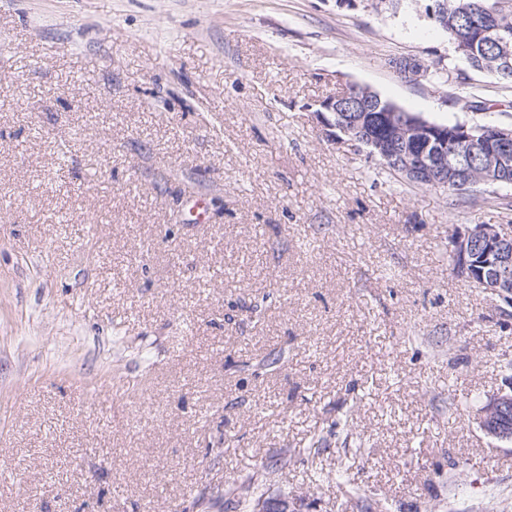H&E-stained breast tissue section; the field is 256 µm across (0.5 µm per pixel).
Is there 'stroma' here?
<instances>
[{"mask_svg": "<svg viewBox=\"0 0 512 512\" xmlns=\"http://www.w3.org/2000/svg\"><path fill=\"white\" fill-rule=\"evenodd\" d=\"M432 6L0 0V512H201L250 478L311 512H512L476 420L512 306L452 260L512 187L398 184L318 114L358 84L512 125Z\"/></svg>", "mask_w": 512, "mask_h": 512, "instance_id": "1", "label": "stroma"}]
</instances>
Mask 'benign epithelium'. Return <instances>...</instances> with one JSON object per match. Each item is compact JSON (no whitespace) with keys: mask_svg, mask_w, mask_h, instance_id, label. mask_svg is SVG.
Instances as JSON below:
<instances>
[{"mask_svg":"<svg viewBox=\"0 0 512 512\" xmlns=\"http://www.w3.org/2000/svg\"><path fill=\"white\" fill-rule=\"evenodd\" d=\"M490 30L475 22L471 26L469 42L454 43L457 53H470L472 47L485 41ZM345 103L334 99L321 103L318 114L330 112L334 119L326 125L345 134L347 125L343 113ZM384 124L392 131L388 140L373 143L375 157L388 158L397 152L398 166L407 181L438 187L453 180L465 178L466 172L456 167L470 152V146L480 148L484 169L477 179L465 178V185L480 186L500 181V175L512 167V126H484L469 128L462 124L453 130L436 127L423 121L404 123L398 109H384ZM458 148L448 153V138ZM454 269L474 288L497 295L512 305V225L479 224L454 242ZM479 427L489 436L512 440V392L490 400L478 418ZM307 498L303 494L287 497H263L252 502V512H306Z\"/></svg>","mask_w":512,"mask_h":512,"instance_id":"7a95c632","label":"benign epithelium"}]
</instances>
